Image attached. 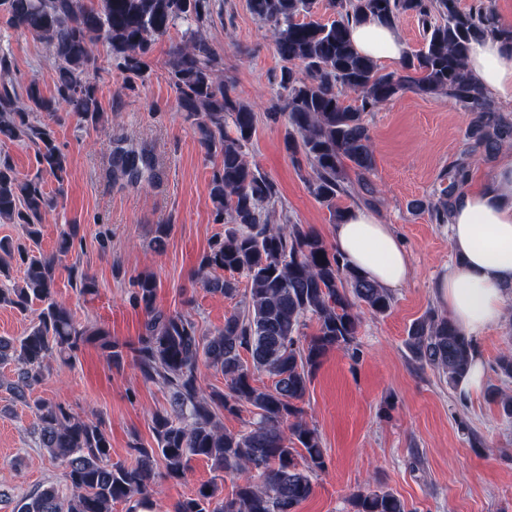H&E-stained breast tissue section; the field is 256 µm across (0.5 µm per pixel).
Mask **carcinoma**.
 Returning a JSON list of instances; mask_svg holds the SVG:
<instances>
[{"mask_svg":"<svg viewBox=\"0 0 512 512\" xmlns=\"http://www.w3.org/2000/svg\"><path fill=\"white\" fill-rule=\"evenodd\" d=\"M319 3L249 0L252 14L270 24L275 50L287 63L271 117L287 119L286 147L307 162L311 194L339 221L344 209L337 201L349 193L346 165L361 179L374 167L365 114L407 91L446 96L471 116L469 149L448 167V185L439 197L426 204L432 223H448L475 164L512 145V117L500 112L465 64L470 43L486 34L512 46V25L501 22L494 0H478L467 10L460 0H326L334 15L329 23L312 19ZM0 7L12 28L53 48L57 73L50 97L34 80L22 92L12 83L0 84V140L32 143L38 165L34 177L20 179L9 155H0V222L19 225L25 236L23 242L0 239V275L9 276L14 262L23 267L22 284L0 288V305L22 315L34 302L42 305L24 335L0 336V364L15 366L9 390L27 402L50 360L70 361L95 344L107 363L119 366L129 356L144 382L171 393L170 407L151 417L155 446L134 443L132 463L112 461L100 420L83 418L64 403L33 400L36 442L63 467L66 490L44 486L23 498L16 512H112L117 502L146 507L154 486L183 479L194 457L210 460L233 478L234 490L225 496L218 484H204L177 501L172 512H297L315 492L313 477L326 466V449L304 418L306 393L330 350L359 359L363 315L390 311L391 291L350 268L310 226L270 222L268 206L277 190L245 157L255 112L224 81L223 58L202 36L213 22V0H0ZM402 15L421 22L424 43L403 56L398 71L383 73L354 49L349 29L370 17L393 26ZM177 27L184 28L186 39L170 47L169 79L201 147L220 158L209 195L217 220L227 224L195 275L210 292L241 300L224 316V326L208 334L191 315L158 309L157 281L144 274L135 292L145 312L144 331L137 343L125 345L98 324L78 323L55 300L58 261L72 249L78 226L67 225L49 255L32 254L27 243L39 242L44 216L64 193L69 160L56 144L54 126L71 113L92 124L99 118L96 87L89 80L97 69L96 44L107 42L117 67L142 79L150 70L154 41ZM295 64L303 71L295 72ZM347 94L356 95V105L345 104ZM63 106L68 111H60ZM227 126L234 135L224 132ZM109 162L112 173L131 184L159 178V163L146 149L117 145ZM45 174L58 183L53 195L43 188ZM218 269L232 276H214ZM238 274L247 279L243 291ZM308 317L315 321L309 336L302 332ZM404 345L416 363L444 374L454 390L463 389L477 357L473 338L435 309L411 325ZM201 361L224 375V390H206ZM259 374L271 384L257 385ZM487 396L512 419L511 393L490 387ZM243 407L251 409L253 422L240 432L225 430L220 414ZM347 503L349 512H410L382 487H359Z\"/></svg>","mask_w":512,"mask_h":512,"instance_id":"obj_1","label":"carcinoma"}]
</instances>
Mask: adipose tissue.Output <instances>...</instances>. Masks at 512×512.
Wrapping results in <instances>:
<instances>
[{
    "instance_id": "1",
    "label": "adipose tissue",
    "mask_w": 512,
    "mask_h": 512,
    "mask_svg": "<svg viewBox=\"0 0 512 512\" xmlns=\"http://www.w3.org/2000/svg\"><path fill=\"white\" fill-rule=\"evenodd\" d=\"M350 38L360 54L378 62L400 60L405 52L394 28L376 18L352 25ZM466 66L492 95L512 102V49L496 36L473 41ZM448 225L458 260L438 278L435 293L455 324L476 337L501 320L512 286V151L502 152L485 187L454 207ZM333 238L344 260L367 280L390 291L407 281L406 248L391 225L369 209L348 207Z\"/></svg>"
}]
</instances>
